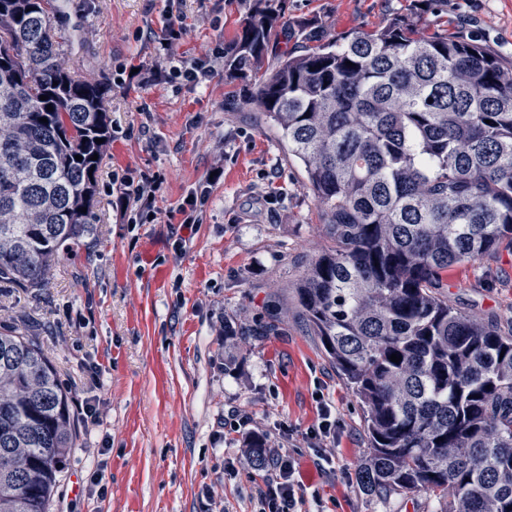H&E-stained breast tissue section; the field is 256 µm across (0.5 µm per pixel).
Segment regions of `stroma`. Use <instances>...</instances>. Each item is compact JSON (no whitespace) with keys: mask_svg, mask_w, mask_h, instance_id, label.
Listing matches in <instances>:
<instances>
[{"mask_svg":"<svg viewBox=\"0 0 512 512\" xmlns=\"http://www.w3.org/2000/svg\"><path fill=\"white\" fill-rule=\"evenodd\" d=\"M66 26L60 51L85 80L112 83V139L99 172L98 220L87 247L51 271L44 288L0 283V326L40 344L60 381L82 404L96 364L99 425L81 429L50 512H255L262 479L254 464L227 465L235 431L286 440L302 484L320 512H431L422 494L381 500L357 473L367 453L362 407L309 336L296 288L330 242L298 163L284 157L270 124L231 111L226 92L245 97L249 79L227 81L223 62L199 84L181 80L115 85L119 69L169 68L161 49L170 12L191 60L230 45L242 0H59ZM414 0H288L286 21L318 38L371 29ZM439 22L512 59V0H448ZM223 173H216V166ZM161 176L155 224L123 223L113 175ZM210 201L184 250L176 206L200 185ZM152 262H144L146 249ZM166 269L162 286L154 268ZM442 293L473 319L512 331V245L449 269ZM274 324L266 332V324ZM236 333L225 336L224 325ZM331 400L343 428L333 449L339 473L323 470L300 434ZM101 471L105 498L91 492Z\"/></svg>","mask_w":512,"mask_h":512,"instance_id":"obj_1","label":"stroma"}]
</instances>
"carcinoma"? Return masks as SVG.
Masks as SVG:
<instances>
[{
  "instance_id": "obj_1",
  "label": "carcinoma",
  "mask_w": 512,
  "mask_h": 512,
  "mask_svg": "<svg viewBox=\"0 0 512 512\" xmlns=\"http://www.w3.org/2000/svg\"><path fill=\"white\" fill-rule=\"evenodd\" d=\"M243 2L224 72L254 75L239 107L277 127L332 242L297 293L364 408L361 489L512 512V333L439 292L448 268L512 242V60L426 32L436 4L419 0L265 70L286 0ZM61 27L52 0H0V283L23 290L91 235L111 141L102 85L65 67ZM76 440L50 359L0 329V512H49Z\"/></svg>"
}]
</instances>
